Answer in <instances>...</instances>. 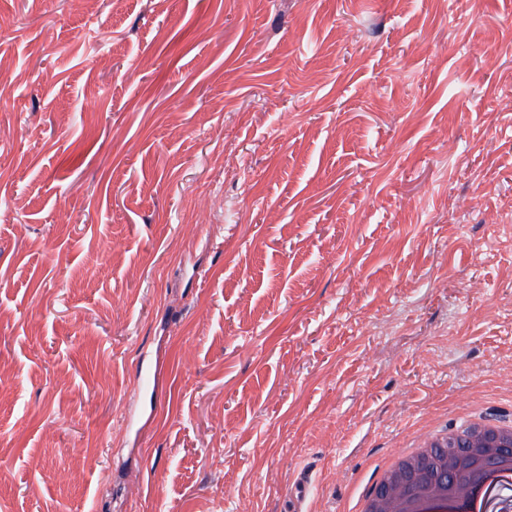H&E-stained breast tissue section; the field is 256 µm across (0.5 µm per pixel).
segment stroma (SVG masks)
I'll return each mask as SVG.
<instances>
[{
  "instance_id": "stroma-1",
  "label": "stroma",
  "mask_w": 512,
  "mask_h": 512,
  "mask_svg": "<svg viewBox=\"0 0 512 512\" xmlns=\"http://www.w3.org/2000/svg\"><path fill=\"white\" fill-rule=\"evenodd\" d=\"M112 2L0 0V512H351L512 420V0Z\"/></svg>"
}]
</instances>
